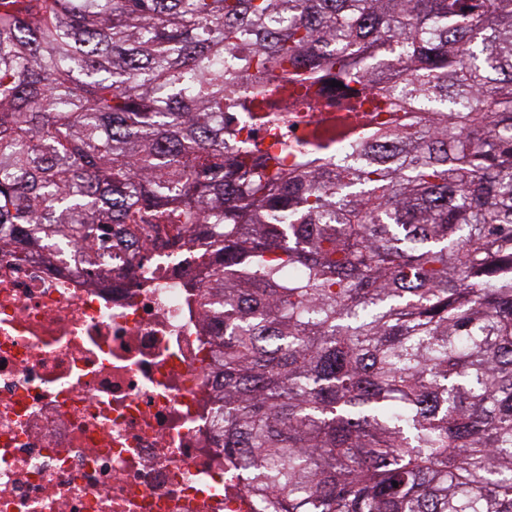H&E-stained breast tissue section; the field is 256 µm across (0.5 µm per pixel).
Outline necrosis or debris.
Masks as SVG:
<instances>
[{"label": "necrosis or debris", "instance_id": "1", "mask_svg": "<svg viewBox=\"0 0 512 512\" xmlns=\"http://www.w3.org/2000/svg\"><path fill=\"white\" fill-rule=\"evenodd\" d=\"M206 232L0 250V512H256L224 459Z\"/></svg>", "mask_w": 512, "mask_h": 512}]
</instances>
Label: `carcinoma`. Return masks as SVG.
<instances>
[{
	"label": "carcinoma",
	"instance_id": "cac0c4a2",
	"mask_svg": "<svg viewBox=\"0 0 512 512\" xmlns=\"http://www.w3.org/2000/svg\"><path fill=\"white\" fill-rule=\"evenodd\" d=\"M141 224L259 512H512V0H0V247Z\"/></svg>",
	"mask_w": 512,
	"mask_h": 512
}]
</instances>
